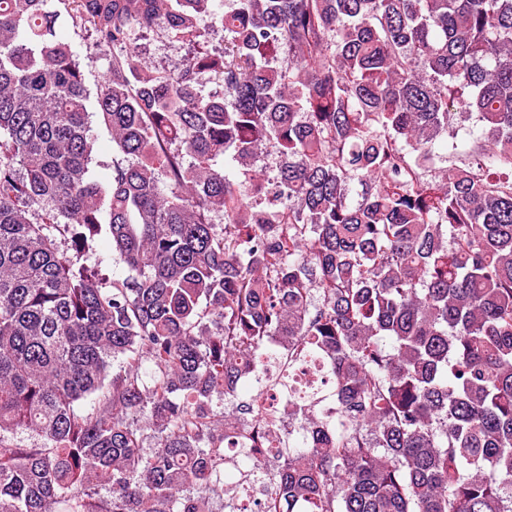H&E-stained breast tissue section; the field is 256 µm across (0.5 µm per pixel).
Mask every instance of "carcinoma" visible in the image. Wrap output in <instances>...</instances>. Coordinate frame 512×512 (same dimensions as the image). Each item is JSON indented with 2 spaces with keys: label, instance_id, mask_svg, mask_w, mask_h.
I'll list each match as a JSON object with an SVG mask.
<instances>
[{
  "label": "carcinoma",
  "instance_id": "obj_1",
  "mask_svg": "<svg viewBox=\"0 0 512 512\" xmlns=\"http://www.w3.org/2000/svg\"><path fill=\"white\" fill-rule=\"evenodd\" d=\"M64 2L127 160L88 179L85 63L0 0V512H238L252 474L257 512H512V0H224L219 55L215 0ZM134 27L194 53L149 67ZM214 9L217 14L216 18L206 17L200 24L207 33L206 48L212 52H221L224 50V30L219 21V15L224 11V0H217ZM106 223L107 219L105 218L101 224L99 235L95 236L94 240L90 242L89 249L86 248L80 262L98 269L103 275V282L107 283V287L110 288L112 280L122 281L132 272L126 264L116 259L115 254L112 253V242Z\"/></svg>",
  "mask_w": 512,
  "mask_h": 512
}]
</instances>
